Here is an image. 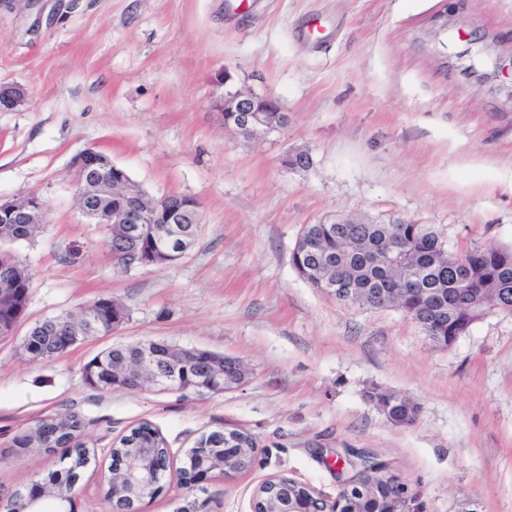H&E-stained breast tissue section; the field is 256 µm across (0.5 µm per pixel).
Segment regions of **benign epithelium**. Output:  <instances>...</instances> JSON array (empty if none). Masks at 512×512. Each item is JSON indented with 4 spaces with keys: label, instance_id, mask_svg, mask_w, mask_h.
<instances>
[{
    "label": "benign epithelium",
    "instance_id": "benign-epithelium-1",
    "mask_svg": "<svg viewBox=\"0 0 512 512\" xmlns=\"http://www.w3.org/2000/svg\"><path fill=\"white\" fill-rule=\"evenodd\" d=\"M25 91L22 87L13 84H0V111L14 110L25 102ZM214 107L220 113L235 112L240 115L234 126L235 133H254L257 128V113L279 112L281 107L272 97H259L241 90L227 91L215 100ZM80 183L86 191L77 196L78 207L86 218L103 215L112 219V197L121 187V183L112 178V161L97 150L87 149L79 153L73 162ZM40 200L33 196L19 197L15 201L0 204V213H5L7 224H35L40 219ZM156 208L166 213V223L169 227L159 232L153 227L144 225V214L138 205H132L124 213L117 216V229L113 240V251L121 252L125 256L137 257L129 251L134 241L131 224H139L138 232L142 235L150 234L156 240V246L150 255V260H143L140 266L150 263L163 264L177 257L170 241L174 238L184 239L188 231H182L177 225L184 223L189 205L184 201L176 204L170 203L169 197L158 201ZM19 270L9 256L0 251V338L15 335L18 327L24 320L25 312L17 311L16 283ZM99 331L98 322L94 315L87 312L76 324L65 323L57 319H46L37 326L28 329L22 337L20 347L25 354H30L31 341L35 336H42L48 340L58 339L72 347L86 337ZM141 362L128 363L123 360L112 361L107 379L120 382L124 389L137 390L144 386H152L163 391H186L189 389L208 391H226L240 385L246 376L243 363L232 357L210 356L204 374L198 380L182 379L177 372L163 373L154 369V358L160 354L171 365L178 367L185 361L188 349L177 345L148 341L140 348ZM140 442L134 452L128 455L119 464L114 472L115 479L112 484L120 491L122 496L134 497L141 501L150 492L159 487L160 471L153 463L154 436H139ZM247 470L241 461V452L230 446L212 449L204 448L192 455V463L188 468L180 471V480L184 485L192 487L209 481L214 474L230 476ZM382 475L383 497L382 512H405L406 489L399 477L392 472H382L376 465H365L356 477L347 481L337 493L336 498L328 502L315 492L310 486H304L309 496L315 500L316 507H305L303 502H288L282 507L273 500L270 506L265 507L259 497L253 499V512H358L360 506L367 500L376 498L377 490L369 477ZM74 486L59 489L55 486H38L35 491L17 499H8L0 504L5 512H40L41 502L52 497L60 504L59 512H67L65 504L70 502Z\"/></svg>",
    "mask_w": 512,
    "mask_h": 512
}]
</instances>
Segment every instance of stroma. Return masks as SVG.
<instances>
[{"label": "stroma", "mask_w": 512, "mask_h": 512, "mask_svg": "<svg viewBox=\"0 0 512 512\" xmlns=\"http://www.w3.org/2000/svg\"><path fill=\"white\" fill-rule=\"evenodd\" d=\"M0 197L34 195L40 232L11 245L31 275L34 323L101 298L111 333L29 361L0 343V498L63 468L62 449L13 439L72 413L91 463L74 512H109L110 450L147 422L170 454L141 512H252L287 477L334 499L366 464L407 489L408 512H512V315L492 312L451 349L394 308L345 306L291 254L304 225L339 216L430 225L449 251L512 246V0H13L0 8ZM275 97L284 129L246 142L216 96ZM93 148L150 195L199 205L201 231L170 265L116 270L103 225L75 202L73 157ZM308 153L310 167L285 164ZM142 340L240 359L238 387L103 394L83 366ZM409 397L393 425L367 394ZM222 427L254 465L188 488L185 453Z\"/></svg>", "instance_id": "1"}]
</instances>
